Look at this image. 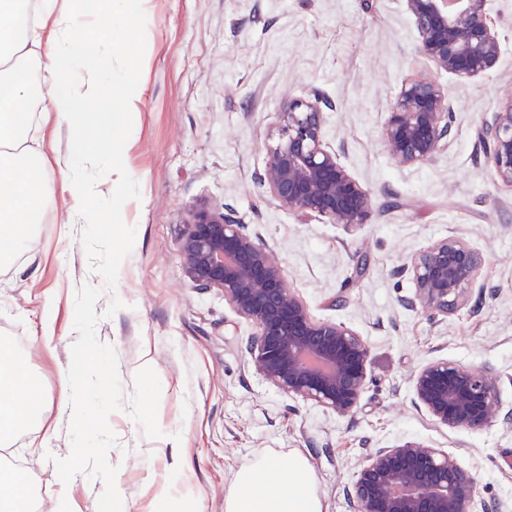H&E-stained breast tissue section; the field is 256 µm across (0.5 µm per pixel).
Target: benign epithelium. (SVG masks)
Returning <instances> with one entry per match:
<instances>
[{
	"instance_id": "obj_1",
	"label": "benign epithelium",
	"mask_w": 512,
	"mask_h": 512,
	"mask_svg": "<svg viewBox=\"0 0 512 512\" xmlns=\"http://www.w3.org/2000/svg\"><path fill=\"white\" fill-rule=\"evenodd\" d=\"M487 2L406 0L419 51L437 69L464 78L492 68L500 42L487 21ZM323 106L316 94L282 104L258 184L298 216L364 224L372 197L326 142ZM450 132L445 94L429 80L401 88L384 137L396 163L413 165L433 160ZM481 140L499 178L512 186V102L482 122ZM175 233L193 286L222 294L225 304L255 326L246 350L269 385L342 416L357 410L370 366L368 346L347 326L312 316L286 287L273 250L232 212L204 201L187 208ZM481 264L480 254L455 237L433 243L404 267L414 285L407 305L430 314L455 312L474 288ZM496 389L490 368L448 360L431 362L413 377L419 404L451 430L486 428ZM345 497L349 512H500L497 503L478 496L474 476L452 455L414 441L370 451Z\"/></svg>"
}]
</instances>
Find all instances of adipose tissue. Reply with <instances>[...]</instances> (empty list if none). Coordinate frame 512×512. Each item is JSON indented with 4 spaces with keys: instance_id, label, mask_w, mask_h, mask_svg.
I'll return each mask as SVG.
<instances>
[{
    "instance_id": "ef3b65f1",
    "label": "adipose tissue",
    "mask_w": 512,
    "mask_h": 512,
    "mask_svg": "<svg viewBox=\"0 0 512 512\" xmlns=\"http://www.w3.org/2000/svg\"><path fill=\"white\" fill-rule=\"evenodd\" d=\"M144 0H0V264L31 242L43 220L56 170L66 171V190L81 223L97 221L100 184L84 177L86 164L111 159L113 143L130 135V117L141 97L139 84L107 67L102 43L119 46L128 23L144 17ZM46 75L32 83L31 69ZM121 86L123 106L99 111L112 86ZM66 124L67 153L47 161L30 144L32 105ZM47 419L42 387L26 358L0 343V446L21 430ZM229 512H320L314 483L300 464L281 472L265 461L244 470Z\"/></svg>"
}]
</instances>
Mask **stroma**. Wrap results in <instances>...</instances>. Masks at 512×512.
<instances>
[{"label": "stroma", "instance_id": "stroma-1", "mask_svg": "<svg viewBox=\"0 0 512 512\" xmlns=\"http://www.w3.org/2000/svg\"><path fill=\"white\" fill-rule=\"evenodd\" d=\"M121 55L141 85L123 161L140 197L122 208L134 226L114 293L90 269L72 202L55 183L30 247L0 266V339L29 361L48 419L18 434L0 458L26 472L37 512L61 490L51 454L70 446L62 375L71 360L74 302L102 289L97 338L117 354L123 408L108 422L125 512H157L161 497L226 512L242 469L264 457L301 461L321 512H348L344 489L370 448L423 441L469 469L481 498L512 512V186L483 152L481 122L512 100V0H488L501 57L476 78L438 70L418 49L405 0H148ZM430 78L448 98L452 131L434 160L394 162L383 126L400 89ZM320 95L325 135L372 195L367 223L346 227L283 209L257 183L281 104ZM234 210L280 258L286 282L314 318L365 341L371 364L348 417L282 393L245 351L254 326L221 294L185 276L173 226L196 199ZM454 236L484 263L471 300L453 315L407 307L406 258ZM125 304L113 317L111 296ZM52 344H44L45 327ZM448 360L497 374L496 420L450 430L416 401L412 378Z\"/></svg>", "mask_w": 512, "mask_h": 512}]
</instances>
